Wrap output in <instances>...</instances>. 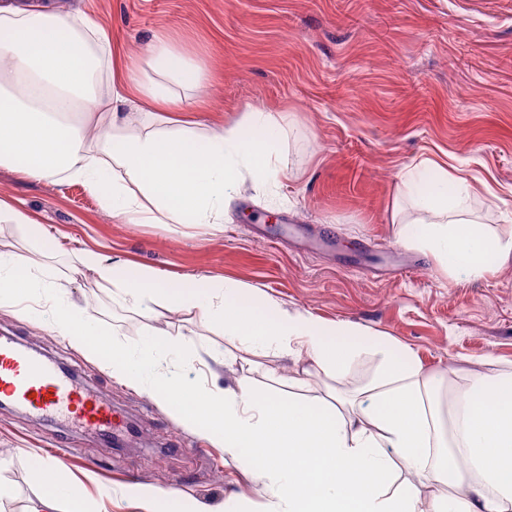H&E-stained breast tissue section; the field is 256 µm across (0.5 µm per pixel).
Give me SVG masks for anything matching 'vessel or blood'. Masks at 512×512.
Instances as JSON below:
<instances>
[{"instance_id":"vessel-or-blood-1","label":"vessel or blood","mask_w":512,"mask_h":512,"mask_svg":"<svg viewBox=\"0 0 512 512\" xmlns=\"http://www.w3.org/2000/svg\"><path fill=\"white\" fill-rule=\"evenodd\" d=\"M0 398L17 408L53 419L70 417L85 427L111 431V404L76 384L50 359L10 336H0Z\"/></svg>"}]
</instances>
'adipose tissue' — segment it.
I'll return each mask as SVG.
<instances>
[{
    "label": "adipose tissue",
    "instance_id": "1",
    "mask_svg": "<svg viewBox=\"0 0 512 512\" xmlns=\"http://www.w3.org/2000/svg\"><path fill=\"white\" fill-rule=\"evenodd\" d=\"M0 166L57 184L79 183L127 224H220L244 178L264 187L288 168L272 112L208 130L157 128L182 111L179 88L207 78L178 40L159 35L125 63L112 36L86 13L0 7ZM95 124V139L86 128ZM414 212L403 240L456 281L477 280L512 260V236L482 227L470 184L426 159L401 176ZM0 223L24 225L40 259L0 252V305L41 315L49 330L103 360L119 383L148 393L182 428L249 458L270 490L264 512H512V368L472 374L450 417L434 403L435 381L414 351L348 322H326L258 297L254 288L207 276L175 284L158 269L82 250L79 264L111 289L114 304H156L219 324L243 362L274 351L341 380L369 354L374 379L335 406L255 390L186 384L158 372L160 358L193 360L192 337L152 338L138 350L100 330L69 301L46 260L55 235L0 200ZM404 467L408 479L395 478ZM39 512H90L81 486L42 459L30 462ZM144 512H201L175 491L135 486Z\"/></svg>",
    "mask_w": 512,
    "mask_h": 512
}]
</instances>
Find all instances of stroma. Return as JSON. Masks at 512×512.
I'll use <instances>...</instances> for the list:
<instances>
[{
    "label": "stroma",
    "instance_id": "1",
    "mask_svg": "<svg viewBox=\"0 0 512 512\" xmlns=\"http://www.w3.org/2000/svg\"><path fill=\"white\" fill-rule=\"evenodd\" d=\"M93 14L125 56L155 34L185 43L208 81L187 91L180 113L199 131L271 111L282 126L291 169L262 189L244 184L221 224H125L82 185H56L0 166V199L44 224L60 249L49 264L70 299H97L96 325L130 347L150 334L189 335L197 360L176 373L236 387L248 379L276 391L294 374L270 354L248 366L224 354L221 327L193 312L129 311L97 287L76 254L163 270L175 282L209 276L258 288L282 306L349 321L411 346L427 373L512 364V262L471 282L445 276L403 244L393 222L405 168L431 158L460 170L479 190L471 207L483 225L512 232V0H32ZM0 334L19 337L66 365L110 403L136 438L111 448L66 421L0 407V483L12 490L0 512H32L38 488L31 458H78L72 474L94 512H138L125 488L177 490L220 512L267 501L247 462L185 432L147 394L116 382L94 357L45 324L0 307ZM178 451L161 453L163 442Z\"/></svg>",
    "mask_w": 512,
    "mask_h": 512
}]
</instances>
